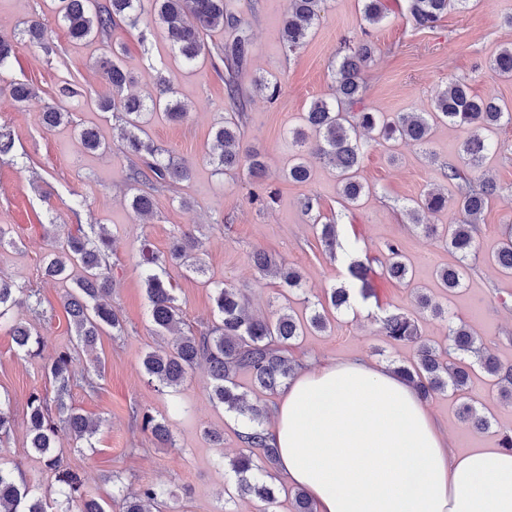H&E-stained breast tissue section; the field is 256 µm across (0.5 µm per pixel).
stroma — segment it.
<instances>
[{
	"instance_id": "obj_1",
	"label": "stroma",
	"mask_w": 512,
	"mask_h": 512,
	"mask_svg": "<svg viewBox=\"0 0 512 512\" xmlns=\"http://www.w3.org/2000/svg\"><path fill=\"white\" fill-rule=\"evenodd\" d=\"M358 0H328L321 23L306 43L288 51L281 23L289 0H258L250 21L253 52L239 77V96L245 104L247 123L244 142L263 157L277 195L261 210L248 201L250 181L243 172L216 174L209 162L213 128L232 111L224 91V68L210 50L225 38L224 31L207 32L208 49L192 67L175 60L163 28L156 23L131 30L120 25L110 38L70 41L52 10L50 0H0V37L11 42L13 54L7 70L0 72V125L14 138V158H0V224L7 225L12 245L0 248V273L18 285L37 289L48 317L42 322L45 355L70 348L73 338L61 298L71 281H48L43 276V257L49 249L44 226L56 224L58 237L76 226L101 225L113 236L109 257L112 267V307L126 332L101 336L95 353L104 363L96 388L73 387L71 400L82 413L100 423L89 448L65 449L64 461L83 475L89 491L101 497L112 493L113 478L127 490L161 483L174 495L176 512H256L255 502L224 500L230 477L216 465L219 456L243 451L238 433L240 418L215 406L210 399L205 367H197L179 394L159 391L142 368L145 353L161 345L152 332L149 305L142 281V252L167 251L179 229H191L201 242L204 275L171 266L168 273L177 285L178 303L186 325L203 328L215 319L212 283L225 282L246 289L252 310L273 315L292 306L297 317L308 311L301 297H283L278 280L258 274L251 262L262 249L297 268L310 301L322 298L327 288L343 281L346 251L369 259L373 293L355 300L353 311L336 315L324 333H309L289 354L296 360H339L363 355L393 367L413 360L412 345L383 336L377 317L404 312L416 317L422 336L442 342L448 334L445 321L418 312L408 288L384 277L388 243L400 242L412 267L415 282L436 301L448 304L455 320L469 323L482 342L503 361L512 362V279L503 278L490 264L479 263L465 278L459 292L444 295L435 278L437 268L455 263L444 246L430 243L409 224L405 208L429 189L453 194L439 166L459 158L467 136L465 129L438 124L429 153L409 144H385L372 148L363 160L360 178L366 192L355 204L339 194L336 171L316 157H308L311 178L295 183L284 173L297 148L290 135L301 116L317 98L331 97L336 51L342 38L360 33ZM512 14V0H470L467 8L444 15L434 28L420 30L393 9L374 37L379 52L364 73L365 102L374 111L391 116L398 112H428L449 76L469 78L474 92L512 102V80L497 76L487 60L512 42V28L502 23ZM40 21L45 43L29 39L25 29ZM118 54L123 68L133 77L131 92L157 93L159 79L176 89L188 109L180 123L163 115L150 117L143 130L174 160L188 164V180L158 188L153 214L138 221L130 208L128 179L132 159L120 148L122 121L98 109L111 97L112 87L96 69L105 56ZM275 77L282 90L270 101L254 88L257 77ZM71 83L76 97L59 102L56 88ZM14 83L30 85L35 95L18 103L10 95ZM63 105L68 121L46 129L38 114L49 105ZM86 127L95 128L103 143L97 151L84 150L78 140ZM497 143L480 168L501 186L485 209L476 241L479 256L495 252L502 225L512 224V125L491 134ZM317 196L319 206L304 212L300 202ZM336 220L343 253L330 256L317 237L316 225ZM52 386L41 371L40 360H20L6 330L0 329V395L9 397L14 427L0 444V457L28 485L47 489L51 477L27 446L26 406L33 391L49 392ZM468 394L491 421L474 432L458 416L459 402L444 393L429 403L460 448L498 445L500 432L512 428V404L503 402L483 376L473 377ZM150 412L168 418L173 446L159 445L144 432L138 415ZM224 433L223 448L213 447L205 429Z\"/></svg>"
}]
</instances>
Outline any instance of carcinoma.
<instances>
[{"mask_svg":"<svg viewBox=\"0 0 512 512\" xmlns=\"http://www.w3.org/2000/svg\"><path fill=\"white\" fill-rule=\"evenodd\" d=\"M327 0H290L288 14L282 20V39L288 50L300 48L321 19ZM361 38L340 56L334 73L336 95L314 100L304 113V127L293 130L294 143L313 150L338 174L339 192L354 204L365 191L359 170L366 153L382 143L404 142L422 149L431 141L433 124L444 121L467 129L461 144L460 161L444 166V177L455 188L454 206L459 220L455 224H425L424 211L438 212L448 208V198L429 192L406 208L409 223L434 243L448 247L457 263L437 270L440 286L445 292L459 289L469 271L476 268L479 257L475 239L480 218L501 187L491 178H476L471 169L480 166L493 148L489 133L502 123H512V107L492 95L474 93L467 80L448 78V84L436 98L430 112H399L392 119L372 111L365 104L363 75L378 52L373 30L390 14L388 0H360ZM469 0H407L406 10L418 29L432 28L448 13V8L466 7ZM54 10L76 41L108 33L121 24L138 29L152 17L163 27L172 50L184 62H194L204 51L203 35L221 29L228 33L224 44L216 47L217 57L224 63V86L229 104L243 115L238 93V77L252 55V39L248 23L238 12L227 8L224 0H53ZM98 67L112 85V98L99 102L103 112H118L129 130L123 136V149L143 160V166L130 174L133 195L130 206L135 216L144 217L153 211L154 198L140 189L142 185H165L189 178L190 168L176 162L153 141L140 135L147 115L163 113L169 120L180 122L188 117L187 108L175 98L173 87L160 81L158 94L145 99L137 94H123L132 78L115 59L104 58ZM488 68L499 76L512 78V43L502 46L488 62ZM69 113L48 108L39 113L45 128L61 124ZM85 150L102 148L98 132L84 128L79 133ZM219 152L210 154L215 171L247 170L255 190L249 193L251 204L266 207L275 198L267 182V167L261 155L243 144L239 121L226 119L214 132ZM285 176L298 183L310 179L311 170L298 155ZM319 238L330 254L341 246L337 224H318ZM50 248L43 259L44 274L51 280L66 279L69 271H78L74 287L63 297V308L75 336L76 347L93 348L106 332L114 336L125 327L105 298L112 293V271L109 264L111 237L101 231L90 235L83 228L63 242L52 239V228H46ZM498 250L488 263L500 274L512 277V224H505ZM388 260L385 276L408 288L419 311L429 312L448 323L445 344H432L422 338L414 319L405 313H390L380 319V331L389 339L416 347V358L394 367V372L413 386L425 401L448 390L460 399L459 418L474 430L490 426V419L469 402L466 389L471 375L480 371L496 388L502 400L512 403V363L502 362L479 341L465 322L456 323L440 303L414 284L412 273L402 253L401 244H387ZM252 261L262 275L279 280L290 293L305 292L302 276L296 269L262 250L252 253ZM176 263L192 273L204 272L197 253V239L189 232L173 235L168 251L143 254L146 265L144 286L149 303L150 321L157 336L165 335L183 323L175 295V286L166 278V266ZM369 263L354 260L348 264L346 281L330 288L325 301L311 307L310 315L298 319L293 310L284 307L271 317L248 313V299L240 288L224 284L214 286L213 303L218 322L199 334L189 330L179 334L171 344L147 352L142 367L149 379L162 389L177 393L195 366L207 367L212 400L227 412L243 418L249 433L241 437L246 450L219 464L227 465L234 475L232 488L224 489L229 498H254L258 512H276L279 490L267 482L277 462L278 449L266 436L265 407L253 402L248 393L239 391L237 378L251 376L253 385L262 392L275 394L288 387L296 369L288 356L287 346L306 331L327 329L329 310L342 312L351 307V293L359 290L361 297L371 293L368 280ZM25 305L35 318L44 316L39 293L22 288L11 278L0 275V328L6 329L22 360L40 358L45 376L53 386V395L33 392L27 402L26 428L28 445L38 454L54 478V493L66 505L65 512H111L107 500L90 492L82 475L64 463L58 446L59 433L69 437V447L90 448L93 434L88 418L69 403L73 386L72 351L67 349L43 357L45 340L35 322L12 321L13 308ZM143 431L166 446H173V435L167 419L142 414ZM14 426L10 401L0 399V439ZM166 492L155 484L141 487L136 493H125L119 480H112L111 500L119 503L121 512H153L162 503ZM295 512H317L316 504L303 489L290 492ZM0 512H48L46 496L37 493L25 482L15 479L14 470L0 460Z\"/></svg>","mask_w":512,"mask_h":512,"instance_id":"carcinoma-1","label":"carcinoma"}]
</instances>
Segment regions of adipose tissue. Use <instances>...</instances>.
Returning <instances> with one entry per match:
<instances>
[{
    "instance_id": "ef3b65f1",
    "label": "adipose tissue",
    "mask_w": 512,
    "mask_h": 512,
    "mask_svg": "<svg viewBox=\"0 0 512 512\" xmlns=\"http://www.w3.org/2000/svg\"><path fill=\"white\" fill-rule=\"evenodd\" d=\"M268 436L317 512H512V452L453 448L414 388L362 356L307 360Z\"/></svg>"
}]
</instances>
